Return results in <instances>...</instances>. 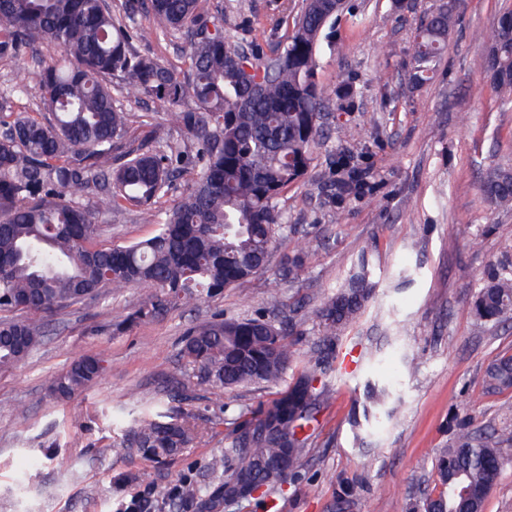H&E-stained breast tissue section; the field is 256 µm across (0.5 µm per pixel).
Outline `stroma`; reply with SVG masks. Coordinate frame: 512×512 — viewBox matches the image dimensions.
<instances>
[{"label":"stroma","instance_id":"obj_1","mask_svg":"<svg viewBox=\"0 0 512 512\" xmlns=\"http://www.w3.org/2000/svg\"><path fill=\"white\" fill-rule=\"evenodd\" d=\"M335 33L322 40L318 77L327 92L323 138L304 183L279 202L295 230L270 265L214 298L128 323L148 291L137 286L105 293L69 308L32 313L46 331L26 358L0 369V512H199L181 502L184 480L203 490L224 476L211 467L240 424L287 389L247 385L223 390L199 383L180 358L191 328L223 315L239 319L300 320L297 366L314 362L322 332L306 316L367 264L373 299L339 334L324 377L326 408L298 479L222 512H410L435 483L436 452L447 446L456 419L472 428L503 427L512 390L487 392L489 363L512 354V323L474 321L470 302L490 263L512 260V208L491 206L481 192L484 170L512 165V96L498 95L485 78L483 35L505 0H458L448 53L434 78L414 86L408 59L414 35L440 0H350ZM133 31L135 52L183 66L185 38L156 34L148 8L127 14L124 0H108ZM223 12L233 40L283 49L302 0H207ZM60 57L38 41L21 63L0 61V100L15 112L38 115L34 77ZM26 94H16L19 84ZM130 127L153 117L159 138L173 135L166 104L126 97ZM353 157L367 174L368 194L337 203L326 189L330 162ZM100 241L123 245L153 236L156 225L133 211L100 213ZM302 251L306 263L288 275L283 254ZM279 282L282 304L269 309V285ZM105 369L69 399L50 397L51 380L88 355ZM394 386L396 417L371 427L356 442L352 409L367 382ZM153 406L191 415L197 436L189 448L157 460L114 447L134 418ZM357 482L351 503H339V480Z\"/></svg>","mask_w":512,"mask_h":512}]
</instances>
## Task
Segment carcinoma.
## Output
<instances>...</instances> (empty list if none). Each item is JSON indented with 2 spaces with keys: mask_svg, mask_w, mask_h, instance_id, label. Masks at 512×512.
<instances>
[{
  "mask_svg": "<svg viewBox=\"0 0 512 512\" xmlns=\"http://www.w3.org/2000/svg\"><path fill=\"white\" fill-rule=\"evenodd\" d=\"M345 9L344 0H306L283 51L270 57L252 44L245 63L201 0H150L155 31H183L185 68L135 54L132 35L114 20L107 0H0V60L19 61L24 49L47 40L62 61L37 74L45 113L0 115V311L49 312L73 306L107 288L151 289L128 320L145 321L190 300L212 298L268 264L291 227L279 199L298 184L313 161L326 92L318 78L324 31ZM454 0H444L417 30L409 60L414 83L430 81L448 48ZM484 67L493 87L512 93V6L485 37ZM121 77L127 95L167 103L181 137L159 140L148 130L129 135L127 113L108 82ZM195 106H183L187 95ZM332 177L345 196L366 187L349 156L332 161ZM187 193L157 220L153 205L176 178ZM482 191L494 207L512 206V167L487 170ZM136 209L157 232L145 240L98 242L99 211ZM376 283L364 268L312 312L324 333L315 368H303L288 389L240 425L232 446L214 466L224 483L207 495L190 480L178 496L215 512L243 499L252 486L273 487L298 476L302 458L327 402L316 368H330L336 333L372 298ZM473 318L498 324L512 318V263L494 265L471 302ZM297 326L263 318H221L191 330L180 357L202 382L224 390L275 384L295 356ZM42 329L19 319L0 320V368L24 359ZM93 355L55 376L50 394L66 400L103 371ZM492 391L512 389V356L495 359L485 373ZM392 391L366 385L365 421L395 418ZM193 419L180 413L141 416L115 448L166 458L191 445ZM512 463V430L476 433L459 421L448 447L434 460L439 492L412 505L414 512H484L503 467Z\"/></svg>",
  "mask_w": 512,
  "mask_h": 512,
  "instance_id": "cac0c4a2",
  "label": "carcinoma"
}]
</instances>
